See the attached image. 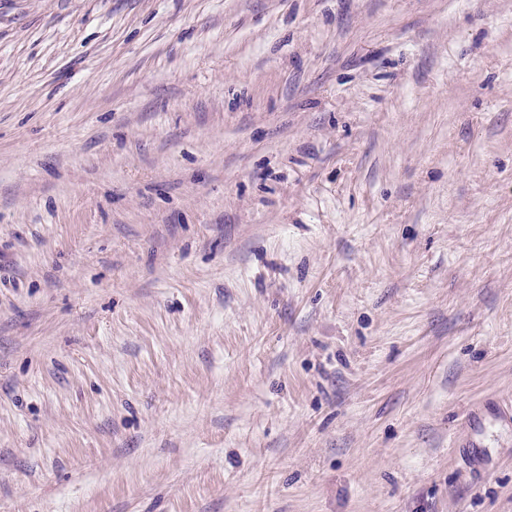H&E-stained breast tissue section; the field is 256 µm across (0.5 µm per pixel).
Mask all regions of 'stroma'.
<instances>
[{
  "label": "stroma",
  "mask_w": 512,
  "mask_h": 512,
  "mask_svg": "<svg viewBox=\"0 0 512 512\" xmlns=\"http://www.w3.org/2000/svg\"><path fill=\"white\" fill-rule=\"evenodd\" d=\"M512 0H0V512H512Z\"/></svg>",
  "instance_id": "1"
}]
</instances>
